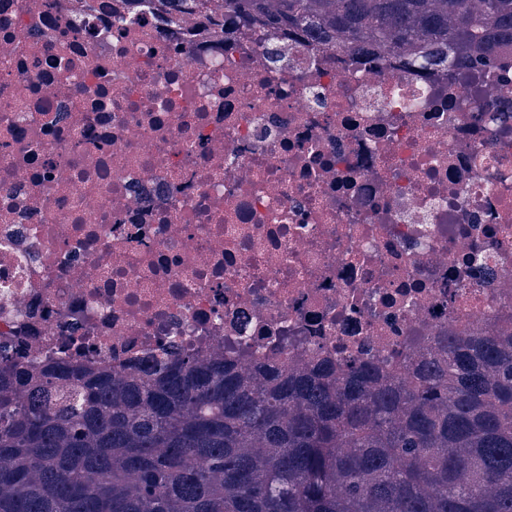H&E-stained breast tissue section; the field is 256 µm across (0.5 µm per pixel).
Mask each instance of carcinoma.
Segmentation results:
<instances>
[{
	"label": "carcinoma",
	"instance_id": "cac0c4a2",
	"mask_svg": "<svg viewBox=\"0 0 512 512\" xmlns=\"http://www.w3.org/2000/svg\"><path fill=\"white\" fill-rule=\"evenodd\" d=\"M448 74L512 46V0H153ZM0 345V512H512V331L438 340L404 373L169 352L132 379Z\"/></svg>",
	"mask_w": 512,
	"mask_h": 512
}]
</instances>
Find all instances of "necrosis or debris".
<instances>
[{
  "label": "necrosis or debris",
  "instance_id": "4bbe7bcc",
  "mask_svg": "<svg viewBox=\"0 0 512 512\" xmlns=\"http://www.w3.org/2000/svg\"><path fill=\"white\" fill-rule=\"evenodd\" d=\"M502 56L477 112L439 66L217 39L148 0H0V335L24 366L135 375L240 341L246 367L396 374L431 337L512 328Z\"/></svg>",
  "mask_w": 512,
  "mask_h": 512
}]
</instances>
